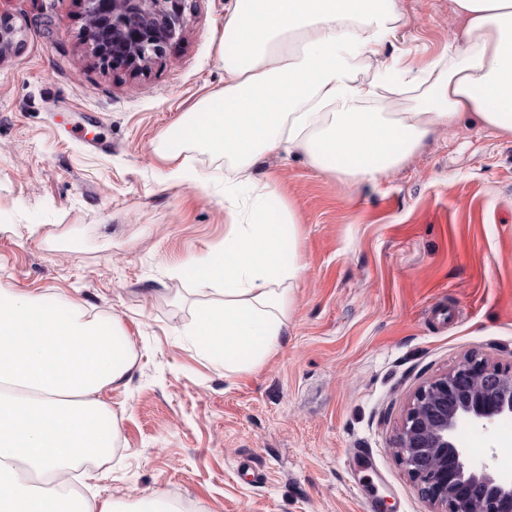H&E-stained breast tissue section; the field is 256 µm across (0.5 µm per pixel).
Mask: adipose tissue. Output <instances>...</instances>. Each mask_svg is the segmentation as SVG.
<instances>
[{
  "label": "adipose tissue",
  "instance_id": "ef3b65f1",
  "mask_svg": "<svg viewBox=\"0 0 512 512\" xmlns=\"http://www.w3.org/2000/svg\"><path fill=\"white\" fill-rule=\"evenodd\" d=\"M460 41L422 66L382 64L405 15L401 0H236L218 53L222 91L200 101L159 153L174 178L208 185L179 164L190 145L228 161L255 204L275 188L251 170L288 146L349 185L376 183L430 135L464 116L512 135V0H454ZM289 208L236 218L224 245L192 268L201 290L223 299L200 306L189 330L225 374L252 371L288 331L305 267ZM121 326L67 295L0 287V512H181L156 493L135 503L99 500L67 479L81 462L119 444L118 424L101 433L106 387L135 366Z\"/></svg>",
  "mask_w": 512,
  "mask_h": 512
}]
</instances>
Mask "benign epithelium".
Returning a JSON list of instances; mask_svg holds the SVG:
<instances>
[{"label":"benign epithelium","instance_id":"7a95c632","mask_svg":"<svg viewBox=\"0 0 512 512\" xmlns=\"http://www.w3.org/2000/svg\"><path fill=\"white\" fill-rule=\"evenodd\" d=\"M81 2L92 54L133 74L161 58L183 31L185 0ZM501 415H512V371L476 356L415 391L397 448L422 495L437 505L433 512H512V484L485 466L467 468L466 449L453 440L459 418L486 430Z\"/></svg>","mask_w":512,"mask_h":512}]
</instances>
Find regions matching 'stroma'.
<instances>
[{
	"label": "stroma",
	"mask_w": 512,
	"mask_h": 512,
	"mask_svg": "<svg viewBox=\"0 0 512 512\" xmlns=\"http://www.w3.org/2000/svg\"><path fill=\"white\" fill-rule=\"evenodd\" d=\"M235 0H186L184 28L140 74L101 64L81 0H0V285L67 294L119 319L136 353L102 399L120 421L108 465L74 485L101 499L154 492L184 512H432L396 448L417 388L475 355L512 367V135L462 120L375 184L348 186L280 149L253 177L289 207L305 266L288 334L256 370L187 336L218 300L186 272L249 204L224 160L191 148L207 188L155 152L224 87L218 43ZM382 53L421 63L460 35L454 0H403ZM459 420L474 469L501 474L512 430Z\"/></svg>",
	"instance_id": "1"
}]
</instances>
